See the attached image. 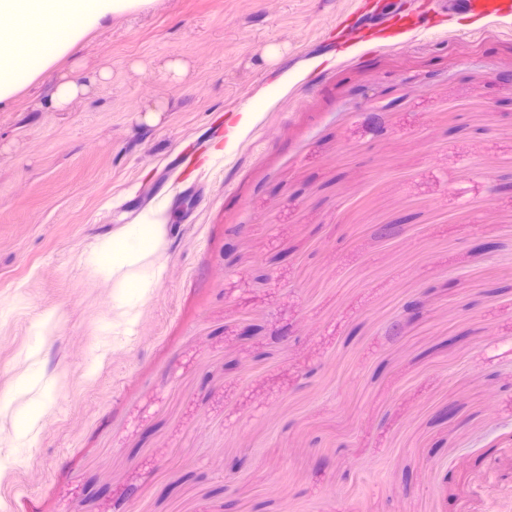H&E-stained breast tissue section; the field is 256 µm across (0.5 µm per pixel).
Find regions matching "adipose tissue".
<instances>
[{"mask_svg": "<svg viewBox=\"0 0 512 512\" xmlns=\"http://www.w3.org/2000/svg\"><path fill=\"white\" fill-rule=\"evenodd\" d=\"M154 3L155 0H0V18L12 21L11 27L0 29V106L72 54L90 32L113 18L149 10ZM109 76L106 67L87 73L80 66H73L56 83L50 95L52 108L68 111L92 85ZM165 235V223L156 218L124 225L92 250L91 270L111 280L118 307L135 306L146 297L153 284L150 274L158 269ZM40 380L37 371H25L17 378L12 395L0 401V408L10 413L18 440H27L50 408L48 397L53 386H45L43 397L27 396Z\"/></svg>", "mask_w": 512, "mask_h": 512, "instance_id": "1", "label": "adipose tissue"}]
</instances>
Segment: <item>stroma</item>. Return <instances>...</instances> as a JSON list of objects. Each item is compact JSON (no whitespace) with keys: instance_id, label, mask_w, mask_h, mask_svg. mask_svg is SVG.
<instances>
[{"instance_id":"stroma-1","label":"stroma","mask_w":512,"mask_h":512,"mask_svg":"<svg viewBox=\"0 0 512 512\" xmlns=\"http://www.w3.org/2000/svg\"><path fill=\"white\" fill-rule=\"evenodd\" d=\"M377 2L156 0L0 109V399L57 385L0 512H512V17L331 50ZM156 212L120 313L87 256ZM110 76L108 67L85 73L79 65L62 74L51 95L50 104L56 112H66L79 97L86 95L92 85L105 81Z\"/></svg>"}]
</instances>
